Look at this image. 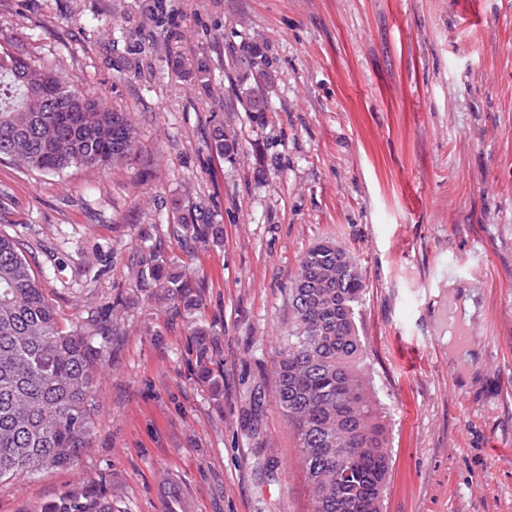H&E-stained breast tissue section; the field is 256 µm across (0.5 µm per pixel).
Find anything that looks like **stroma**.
<instances>
[{"label": "stroma", "mask_w": 512, "mask_h": 512, "mask_svg": "<svg viewBox=\"0 0 512 512\" xmlns=\"http://www.w3.org/2000/svg\"><path fill=\"white\" fill-rule=\"evenodd\" d=\"M0 0V45L129 113L121 165L41 174L0 159V233L62 327L100 335L90 445L0 489L39 512L105 483L116 512H312L275 366L306 250L364 276V359L389 423L383 512H512V0ZM204 61L209 86L190 66ZM229 158L209 147L216 128ZM209 214L224 239L169 229ZM151 242L189 315L137 289ZM477 339L449 343L448 296ZM215 334L214 391L192 331Z\"/></svg>", "instance_id": "obj_1"}]
</instances>
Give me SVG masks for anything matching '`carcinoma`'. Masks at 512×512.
<instances>
[{
	"label": "carcinoma",
	"instance_id": "obj_1",
	"mask_svg": "<svg viewBox=\"0 0 512 512\" xmlns=\"http://www.w3.org/2000/svg\"><path fill=\"white\" fill-rule=\"evenodd\" d=\"M149 19L164 28L163 0ZM216 153L235 143L217 130ZM134 147L126 112L75 89L21 55L0 51V158L33 171L124 162ZM187 250L219 243L224 226L203 217L171 228ZM136 287L191 311L197 299L182 273L146 245ZM364 278L333 241L313 244L288 289L290 316L276 366V399L293 428L313 512H381L390 476L387 425L363 362L357 314ZM197 378L221 389L211 331L192 332ZM104 346L93 334L61 328L55 306L17 242L0 234V483L66 469L89 446L92 389ZM40 512H115L104 486L72 490Z\"/></svg>",
	"mask_w": 512,
	"mask_h": 512
}]
</instances>
